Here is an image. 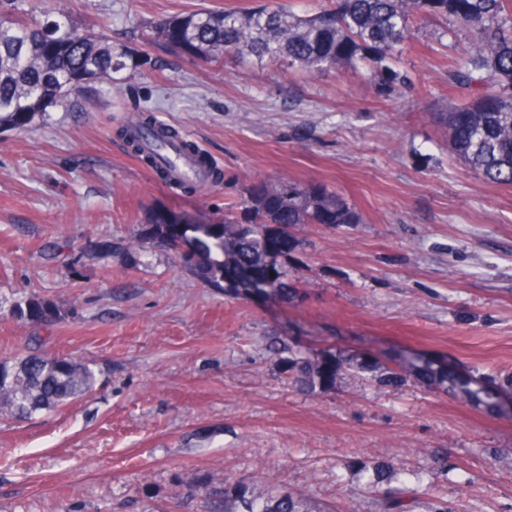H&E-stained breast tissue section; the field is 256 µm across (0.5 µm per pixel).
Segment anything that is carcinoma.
<instances>
[{
	"instance_id": "carcinoma-1",
	"label": "carcinoma",
	"mask_w": 512,
	"mask_h": 512,
	"mask_svg": "<svg viewBox=\"0 0 512 512\" xmlns=\"http://www.w3.org/2000/svg\"><path fill=\"white\" fill-rule=\"evenodd\" d=\"M419 24H434L439 35L454 40L464 31L470 34V45L448 64V83L470 91L471 97L435 118L448 129L461 162L491 183L512 185V0H330L310 15H298L272 0L243 13L203 9L166 17L152 26V34L209 61L232 53L274 71L298 69L310 76L332 68H365L384 91L404 82L395 63ZM137 67L132 55L107 35L80 32L62 4L46 13L17 6L0 13V130H23L90 84H117ZM126 135L133 150L169 177L132 129ZM180 145L205 180H220L192 144L182 140ZM356 223V213L321 186L261 180L247 189L240 210L224 215L222 223L191 219L176 226L159 214L136 230L130 247L134 257L148 247L172 250L180 267L226 292L247 295L266 287L286 299L296 292L280 261L288 255L290 229ZM16 312L43 325L60 318L53 304L34 297L20 302ZM267 350L274 356L289 354L294 385L311 394L335 385L353 362L331 348L295 353L278 336L268 338ZM415 370L441 384L454 382L443 364L427 361ZM94 383L90 368L68 358L29 353L11 364L0 361V416L22 420L68 405L87 395ZM431 475L389 461L376 465L368 475L376 512H415ZM204 512L322 510L308 496L271 487L255 473L233 485H213Z\"/></svg>"
}]
</instances>
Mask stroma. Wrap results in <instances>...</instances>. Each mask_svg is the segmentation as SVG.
<instances>
[{"mask_svg":"<svg viewBox=\"0 0 512 512\" xmlns=\"http://www.w3.org/2000/svg\"><path fill=\"white\" fill-rule=\"evenodd\" d=\"M264 0H68L80 30L109 22L140 66L0 132V360L70 357L95 373L78 401L18 422L0 416V512H194L208 481L263 472L327 512L374 505L366 467H429L456 512H512V186L451 153L435 113L457 47L417 29L405 86L367 72L311 79L223 65L147 43L149 24ZM150 113L224 174L196 195L166 185L119 130ZM284 177L335 190L356 224H302L284 263L301 292L236 296L155 248L127 244L159 212L220 223L246 187ZM36 296L53 326L20 319ZM333 345L363 363L333 388L296 392L269 336ZM447 365L466 396L406 373L391 347Z\"/></svg>","mask_w":512,"mask_h":512,"instance_id":"35a3bbf8","label":"stroma"}]
</instances>
